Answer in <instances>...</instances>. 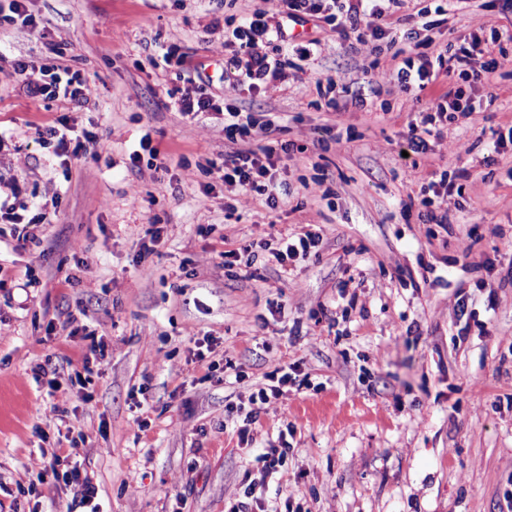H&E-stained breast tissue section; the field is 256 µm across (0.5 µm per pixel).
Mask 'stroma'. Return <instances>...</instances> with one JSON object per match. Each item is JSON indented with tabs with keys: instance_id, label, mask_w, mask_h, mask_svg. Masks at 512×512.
Listing matches in <instances>:
<instances>
[{
	"instance_id": "35a3bbf8",
	"label": "stroma",
	"mask_w": 512,
	"mask_h": 512,
	"mask_svg": "<svg viewBox=\"0 0 512 512\" xmlns=\"http://www.w3.org/2000/svg\"><path fill=\"white\" fill-rule=\"evenodd\" d=\"M263 4L29 0L38 32L0 14V201L61 196L33 250H15L13 225L0 223V512H67L72 488L40 478L56 455L91 475L99 512H229L249 489L297 512H506L512 154L484 158L492 128L512 120V88L449 125L413 165L397 142L424 117L415 99L387 85L389 113L314 107L316 79L360 75V55L330 39L304 63L303 82L238 97L255 116L285 113L281 137L305 155L280 163L279 207L259 221L258 199L197 167L221 159L223 116L188 121L165 102L196 77L221 89L223 34L209 27ZM172 39L192 68L155 67L158 45ZM49 41L65 43L64 64L95 88L78 109L32 98L8 74L13 59H42ZM65 113L98 144L64 166L28 128ZM330 128L354 138L321 151ZM146 133L189 168L128 172V150ZM446 168L470 174L454 224L405 218L402 201ZM320 173L327 200L313 183ZM134 184L147 194L137 208ZM153 224L162 241L145 256ZM306 230L319 233L320 253L289 274L224 267L225 251ZM77 325L106 353L81 391L70 379L92 341L74 334ZM203 336L206 362L192 352ZM212 361L233 368L212 372ZM284 363L299 364L307 386L263 405L250 441H240L229 406L248 405ZM283 439L282 467L261 476L258 455Z\"/></svg>"
}]
</instances>
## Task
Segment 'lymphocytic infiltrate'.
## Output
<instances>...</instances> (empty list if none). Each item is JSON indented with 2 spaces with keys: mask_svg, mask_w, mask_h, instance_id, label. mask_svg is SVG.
Here are the masks:
<instances>
[{
  "mask_svg": "<svg viewBox=\"0 0 512 512\" xmlns=\"http://www.w3.org/2000/svg\"><path fill=\"white\" fill-rule=\"evenodd\" d=\"M459 0H277L275 8H257L252 13L224 19V95H213L206 84L184 89L172 96L171 104L182 118L216 112L224 116V140L228 144L222 163L207 161L205 173L220 172L225 186L260 197L266 212L279 207L276 173L283 156L293 153V144L276 138L283 121L279 113L259 120L245 109L227 103L225 96L248 87L258 92L283 90L295 59H308L321 51V41H297L289 30L297 21L315 22L341 44L365 54L359 81L347 83L328 75L317 80L319 105L329 112L341 105L370 112L391 109L379 101L380 79H387L399 92L425 99L426 114L421 125L409 126L400 148L409 159L427 155L431 140L443 137L449 124L475 112V97L494 101L503 80L512 77V52L502 43L499 28L485 18L492 0H483L482 11L472 18L466 32L449 35L436 43L433 34L448 24V14ZM11 75L23 84L28 95L40 100L61 101L76 106L87 102L92 87L80 72L58 64L26 58L11 62ZM34 139L52 147L59 158H77L93 152L95 134L74 135L67 115L52 124L36 127ZM463 170L440 172L427 185L428 193L418 204L417 217L423 224L449 222L448 199L463 193ZM0 219L18 225V249L39 245L33 227L48 221L44 212L31 213L22 201L0 204ZM320 236L312 231L283 235L268 260L280 267L297 259L318 255ZM299 370L280 366L267 374L252 395L253 410L246 413L239 436H247L257 422L258 405L279 399L284 387L297 384Z\"/></svg>",
  "mask_w": 512,
  "mask_h": 512,
  "instance_id": "1",
  "label": "lymphocytic infiltrate"
}]
</instances>
